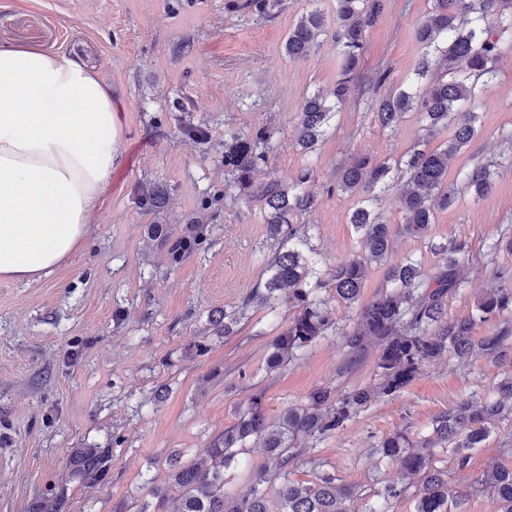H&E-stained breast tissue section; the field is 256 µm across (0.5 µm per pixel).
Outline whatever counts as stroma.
Returning a JSON list of instances; mask_svg holds the SVG:
<instances>
[{
    "label": "stroma",
    "mask_w": 512,
    "mask_h": 512,
    "mask_svg": "<svg viewBox=\"0 0 512 512\" xmlns=\"http://www.w3.org/2000/svg\"><path fill=\"white\" fill-rule=\"evenodd\" d=\"M315 8L333 14L336 0H285L264 18L227 12L224 0H0V43L78 58L107 86L121 129L120 161L80 249L35 281L0 280V512H33L52 495L63 498L66 512H113L120 503L139 512L151 489L166 487L168 455L205 459L252 394L263 393L274 423L288 408L305 406L316 388L340 397L378 387L380 343L355 351L331 330L268 368L272 342L294 313L285 300L272 309L248 307L233 336H218L210 325L212 313L243 304L264 281L273 249L260 203L224 188L225 132L278 131L255 182L288 181L305 165L315 167L311 189L319 205L304 221L311 246L331 264L359 249L349 222L357 197L337 191V169L359 154L399 158L420 136L412 112L395 131H380L366 88L382 70L389 73L385 90L406 84L420 55L415 32L431 0H383L329 137L315 152L300 150L295 125L304 96L331 90L341 70L331 37H320L296 61L284 51L290 29ZM496 68L478 107L481 132L448 167L453 182L476 162L498 160L492 191L477 201L459 196L420 236L403 231L400 198L389 191L378 213L393 246L367 266L359 305L321 291L340 324L353 325L360 304L385 291L390 268L404 257L419 259L426 276L438 275L445 262L436 247L452 239L467 244L471 259L465 282L447 298L449 318L473 311L494 285L493 267H512V254L496 247L501 229L512 226V47L503 46ZM189 125L205 128L208 143H189L182 134ZM146 183L164 187L161 210L140 208ZM152 224L175 237L201 228L207 240L175 264L150 240ZM200 341L208 347L201 356L193 350ZM511 377V352L431 362L396 396L310 439L318 466H294L289 477L309 484L320 471L335 475L353 492L352 512H413L416 485L404 484V493L387 502L380 495L384 485L403 482L380 458L378 441L402 430L423 446L433 421L456 402L494 396ZM79 447L111 450L102 483L68 478L70 451ZM432 463L463 491L492 465L512 468V417L493 424L468 468L456 469L448 444L434 448ZM272 466L264 449L248 442L224 472L225 493L246 495L255 473Z\"/></svg>",
    "instance_id": "35a3bbf8"
}]
</instances>
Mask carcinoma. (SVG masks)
Listing matches in <instances>:
<instances>
[{"mask_svg":"<svg viewBox=\"0 0 512 512\" xmlns=\"http://www.w3.org/2000/svg\"><path fill=\"white\" fill-rule=\"evenodd\" d=\"M282 5L283 0H225L224 9L265 17ZM382 9V0H336L334 15L312 10L289 31L284 45L289 59L306 56L317 46L318 35L327 30L333 32L342 59L341 77L333 90L308 95L303 101L296 133V143L302 150L314 151L328 136L349 94L351 75L363 54L366 34ZM416 41L422 53L414 77L406 86L374 98L376 121L380 129L392 130L406 113L415 112L421 121L422 138L449 127L452 136L433 150L422 149L416 143L393 163L359 155L338 171L336 190L360 197L350 216L359 234V252L330 268L316 253L305 252L307 230L300 217L318 204L307 189L316 178L314 167L305 166L289 183L273 177L254 195L262 203L269 235L276 244L266 263L267 278L263 288L256 289L241 305L212 316L211 325L216 332L229 336L247 307L268 306L276 299V292L288 288V302L297 313L273 342V367L283 356L309 347L338 325L319 289L331 286L336 299L349 306L359 301L366 267L386 258L392 247L390 229L378 220L375 205L393 185L399 187L404 229L415 235L435 223L437 211L447 209L458 194L467 192L481 198L492 189L496 162L475 163L459 183L448 182V163L478 134L475 104L493 85L502 45L512 44V11L506 0H432V10L416 30ZM274 137L275 131L265 126L248 136L225 134V186L249 188L254 171L268 159ZM161 203L162 191L156 186L142 193L139 200L146 211L156 210ZM158 240L175 262L199 250L206 238L192 234L174 240L162 235ZM443 250L448 252L444 273L428 281L420 261L405 259L389 271V289L360 308L355 326L341 328L347 345L354 350L371 336L384 341L377 362L382 376L378 389H357L337 399L331 390L319 388L309 395L306 407L286 410L276 425L268 423L262 395H254L248 411L212 444L208 465L169 460L168 487L178 493L179 512H350L343 506V499L351 496V491L338 487L334 475L323 472L310 485L288 478V467L307 455L293 448V442L302 437H321L343 427L373 401L401 392L429 362L444 356L463 361L477 350L493 358L512 339V323L505 320L512 315V269L496 268L499 285L478 298L471 316L450 320L447 297L464 282L461 262L467 247L452 240ZM493 318L502 320L501 326L492 335L475 341L476 325ZM509 414L512 383L504 385L496 399L457 402L435 419L432 438L454 444V462L463 470L470 452L488 439L489 424ZM251 439L265 448L277 472L258 471L256 489L242 498H229L224 495V470L236 462L240 449ZM379 453L404 476L420 478L414 512H465L470 492L452 488L448 471L433 466L431 454L412 447L407 434L394 432L383 438ZM108 458L107 450L75 448L70 453V465L82 479L98 481L108 473ZM272 479L278 481L273 495L258 489ZM477 482L493 490V512H512L511 469L493 466Z\"/></svg>","mask_w":512,"mask_h":512,"instance_id":"obj_1","label":"carcinoma"}]
</instances>
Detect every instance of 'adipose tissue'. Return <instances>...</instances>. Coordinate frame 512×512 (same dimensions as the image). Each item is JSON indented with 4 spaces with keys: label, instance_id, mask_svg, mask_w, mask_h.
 Masks as SVG:
<instances>
[{
    "label": "adipose tissue",
    "instance_id": "obj_1",
    "mask_svg": "<svg viewBox=\"0 0 512 512\" xmlns=\"http://www.w3.org/2000/svg\"><path fill=\"white\" fill-rule=\"evenodd\" d=\"M112 97L76 58L0 44V277L30 282L83 243L112 173Z\"/></svg>",
    "mask_w": 512,
    "mask_h": 512
}]
</instances>
